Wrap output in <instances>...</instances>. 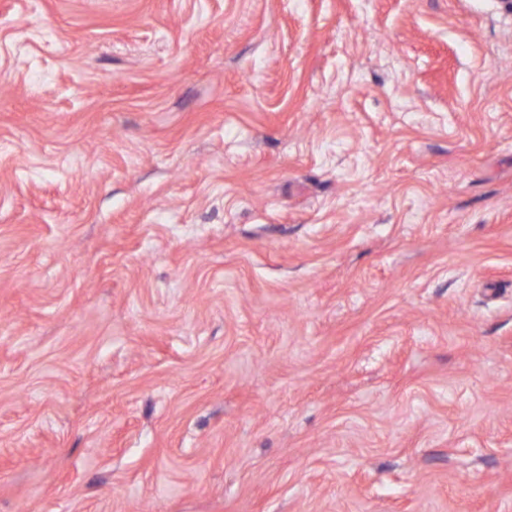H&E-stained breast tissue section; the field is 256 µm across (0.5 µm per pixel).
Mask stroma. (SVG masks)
I'll list each match as a JSON object with an SVG mask.
<instances>
[{"label":"stroma","mask_w":512,"mask_h":512,"mask_svg":"<svg viewBox=\"0 0 512 512\" xmlns=\"http://www.w3.org/2000/svg\"><path fill=\"white\" fill-rule=\"evenodd\" d=\"M0 512H512V10L0 0Z\"/></svg>","instance_id":"35a3bbf8"}]
</instances>
